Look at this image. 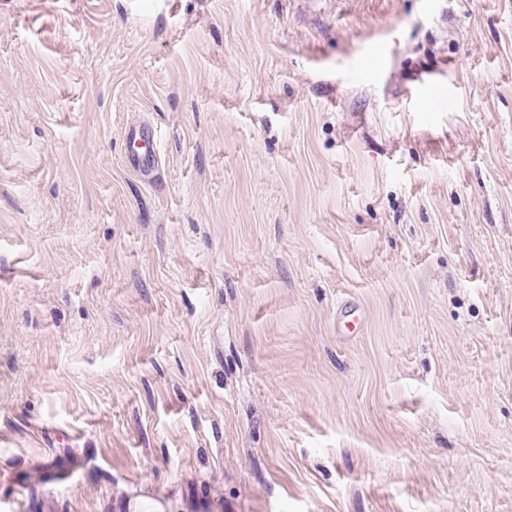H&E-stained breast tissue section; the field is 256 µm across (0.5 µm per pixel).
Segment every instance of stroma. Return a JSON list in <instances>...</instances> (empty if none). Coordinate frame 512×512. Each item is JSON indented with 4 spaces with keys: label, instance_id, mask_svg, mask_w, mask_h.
<instances>
[{
    "label": "stroma",
    "instance_id": "1",
    "mask_svg": "<svg viewBox=\"0 0 512 512\" xmlns=\"http://www.w3.org/2000/svg\"><path fill=\"white\" fill-rule=\"evenodd\" d=\"M129 494L512 512V0H0V512ZM161 133L152 125H130L125 133L131 149L124 157L126 166L140 174H150L158 166Z\"/></svg>",
    "mask_w": 512,
    "mask_h": 512
}]
</instances>
